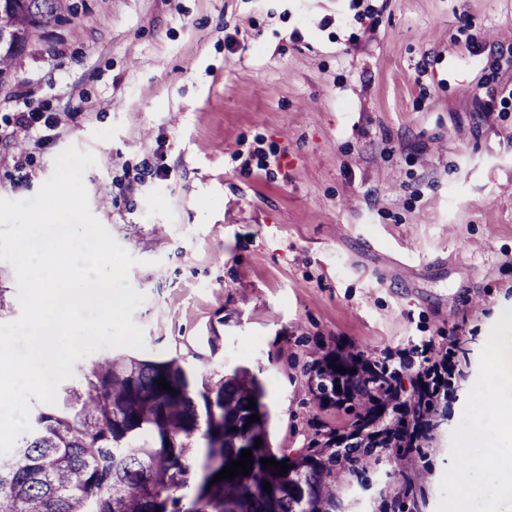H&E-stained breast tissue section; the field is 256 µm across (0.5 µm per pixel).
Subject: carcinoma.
I'll return each mask as SVG.
<instances>
[{"label":"carcinoma","instance_id":"obj_1","mask_svg":"<svg viewBox=\"0 0 512 512\" xmlns=\"http://www.w3.org/2000/svg\"><path fill=\"white\" fill-rule=\"evenodd\" d=\"M69 12L67 0H0V27L12 38L0 47V79L33 30ZM304 373L320 408L346 402L354 436L338 444L337 429L321 425L302 448L278 457L268 443L265 388L248 370H211L191 381L178 357H104L0 457V512H182L186 498L191 512H342L339 486L383 449L406 447L408 432L426 436L432 413L405 396L384 360L337 348ZM161 377L171 390L158 386ZM255 413L260 421L247 425ZM227 436L262 444L252 449L249 474L213 484L226 463L241 459L242 449L224 446ZM265 458L290 469L279 476L263 467Z\"/></svg>","mask_w":512,"mask_h":512}]
</instances>
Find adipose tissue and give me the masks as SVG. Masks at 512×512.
<instances>
[{
  "instance_id": "obj_1",
  "label": "adipose tissue",
  "mask_w": 512,
  "mask_h": 512,
  "mask_svg": "<svg viewBox=\"0 0 512 512\" xmlns=\"http://www.w3.org/2000/svg\"><path fill=\"white\" fill-rule=\"evenodd\" d=\"M489 365L497 385L480 399L479 408L493 414L505 437H512V312L502 313L489 344ZM501 449L486 453L479 464L463 462L451 472L462 497H471L478 484H496L501 479Z\"/></svg>"
}]
</instances>
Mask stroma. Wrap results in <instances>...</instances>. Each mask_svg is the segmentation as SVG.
Returning a JSON list of instances; mask_svg holds the SVG:
<instances>
[{
	"label": "stroma",
	"instance_id": "35a3bbf8",
	"mask_svg": "<svg viewBox=\"0 0 512 512\" xmlns=\"http://www.w3.org/2000/svg\"><path fill=\"white\" fill-rule=\"evenodd\" d=\"M0 80V198L34 196L71 146L93 214L138 264L141 355L246 367L273 447L319 408L303 369L335 347L409 383L424 344L466 351L411 462L385 452L344 512H456L448 474L502 447L472 409L512 309V104L485 111L512 0H70ZM216 331L224 350L211 356Z\"/></svg>",
	"mask_w": 512,
	"mask_h": 512
}]
</instances>
